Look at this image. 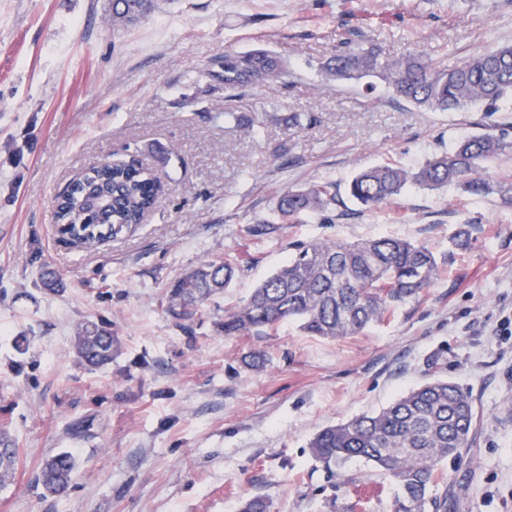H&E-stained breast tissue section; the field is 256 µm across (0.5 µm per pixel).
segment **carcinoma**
<instances>
[{
	"label": "carcinoma",
	"instance_id": "1",
	"mask_svg": "<svg viewBox=\"0 0 512 512\" xmlns=\"http://www.w3.org/2000/svg\"><path fill=\"white\" fill-rule=\"evenodd\" d=\"M156 0H112V25L133 24L149 15ZM224 108L254 84H291L288 61L267 49L227 52L222 60ZM327 82L381 78L388 93L417 108L456 112H512V45L477 52L448 64L447 56L407 54L382 60L374 47L345 48L320 64ZM224 117L248 134L257 133L261 115ZM512 154V135L501 129L468 136L451 149L425 158L412 168L393 164L369 167L344 185L317 182L282 190L276 208L285 218L332 212L350 201L372 210L396 200L409 186L428 190L455 188L465 196H497L512 204V181L494 180L484 164ZM161 186L134 161H112L75 179L56 199V226L64 241L92 247L108 239L134 235L157 205ZM240 268L235 257L204 260L183 274L165 295L166 311L187 329L213 296L230 287ZM435 255L407 240L378 237L357 242L310 241L293 246L288 260L263 280L249 298L224 310L226 336H253L293 320L311 336L336 338L361 333L390 319L407 304L418 303L438 276ZM117 337L106 326L87 320L79 325L74 348L91 369L112 363ZM475 413L471 395L457 384L433 378L372 414L320 429L309 443L312 454L331 471L361 459L391 476L399 492L393 512H447L448 497L432 494L444 476L440 464L472 447ZM13 441L0 433V488L15 474ZM75 471L71 455L45 460L39 484L50 495L65 493ZM239 512H270L263 496L244 499Z\"/></svg>",
	"mask_w": 512,
	"mask_h": 512
}]
</instances>
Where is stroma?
<instances>
[{"label": "stroma", "mask_w": 512, "mask_h": 512, "mask_svg": "<svg viewBox=\"0 0 512 512\" xmlns=\"http://www.w3.org/2000/svg\"><path fill=\"white\" fill-rule=\"evenodd\" d=\"M112 25L111 0H0V432L18 454L0 512H392L395 481L352 460L332 476L309 450L322 427L373 413L431 375L475 401L470 454L443 463L448 512H512V205L408 189L375 210L284 220L288 187L414 165L458 139L512 124V112H432L367 82H322L320 62L351 38L382 57L456 63L512 45V0H157ZM288 58L292 86L248 90L247 135L224 121V86L197 79L227 51ZM291 112L316 123L286 125ZM136 157L165 192L132 237L86 250L56 230V195L87 167ZM262 221L273 232L247 234ZM468 242L456 248L459 228ZM396 236L427 246L441 276L420 303L355 336L323 339L292 322L227 336V307L293 244ZM236 254L232 287L187 329L162 299L205 259ZM54 270L64 290L41 282ZM118 338L112 362L77 360L78 325ZM261 351L267 365L246 367ZM67 452L68 491L45 495L44 461Z\"/></svg>", "instance_id": "35a3bbf8"}]
</instances>
